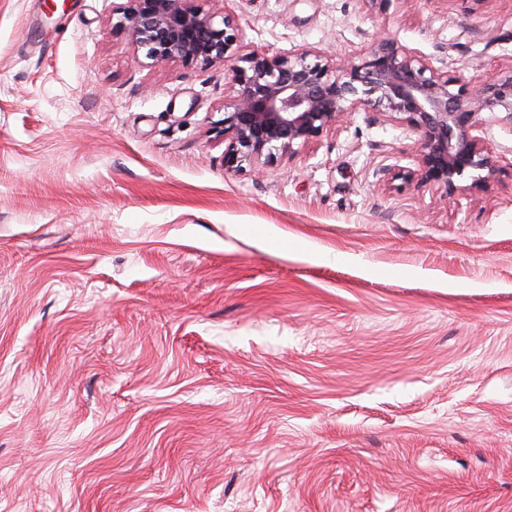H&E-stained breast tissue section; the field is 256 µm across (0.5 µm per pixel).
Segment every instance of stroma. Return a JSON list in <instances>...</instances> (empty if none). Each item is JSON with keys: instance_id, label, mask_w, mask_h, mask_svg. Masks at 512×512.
I'll use <instances>...</instances> for the list:
<instances>
[{"instance_id": "stroma-1", "label": "stroma", "mask_w": 512, "mask_h": 512, "mask_svg": "<svg viewBox=\"0 0 512 512\" xmlns=\"http://www.w3.org/2000/svg\"><path fill=\"white\" fill-rule=\"evenodd\" d=\"M246 49L512 71V0H209ZM0 0V512H512V127L482 189L358 111L224 169L218 63Z\"/></svg>"}]
</instances>
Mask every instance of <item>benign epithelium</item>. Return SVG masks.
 Instances as JSON below:
<instances>
[{
    "mask_svg": "<svg viewBox=\"0 0 512 512\" xmlns=\"http://www.w3.org/2000/svg\"><path fill=\"white\" fill-rule=\"evenodd\" d=\"M204 0H118L113 13L136 53L151 64L184 67L233 62V97L216 122L224 137V170L269 165L295 153L346 112L370 108L405 122L421 134L417 176L449 196L478 170V188L496 171L484 147L490 114L512 126V74L491 82L463 83L433 67L417 51L378 40L359 64L336 67L315 50L269 55L242 52L240 29Z\"/></svg>",
    "mask_w": 512,
    "mask_h": 512,
    "instance_id": "7a95c632",
    "label": "benign epithelium"
}]
</instances>
